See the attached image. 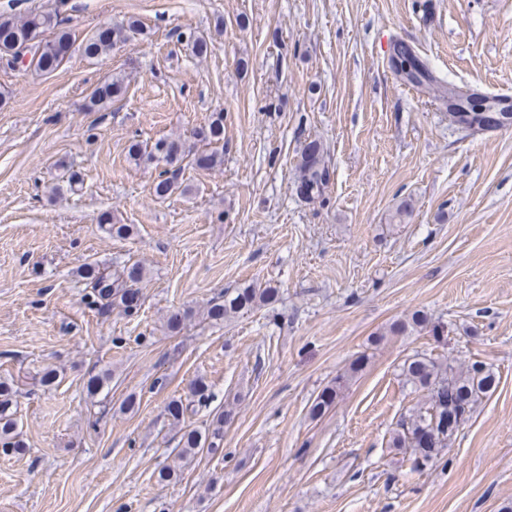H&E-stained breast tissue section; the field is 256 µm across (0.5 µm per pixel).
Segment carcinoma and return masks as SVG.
I'll list each match as a JSON object with an SVG mask.
<instances>
[{
	"mask_svg": "<svg viewBox=\"0 0 512 512\" xmlns=\"http://www.w3.org/2000/svg\"><path fill=\"white\" fill-rule=\"evenodd\" d=\"M140 25L129 20L121 25H108L104 32H96L89 37L83 51L89 57H98L109 52L114 43L124 35L136 34ZM73 44L71 33L63 27V20L55 13H31L23 18L0 16V56L17 58L21 51L32 47L34 51L28 66L41 73H52L65 60ZM391 66L395 73L406 83L421 89H437L448 98V119L450 122L475 133L484 132L483 115L469 112V96L456 83L434 73L427 63L422 61L415 50L403 41L394 43ZM125 92L124 79L115 77L111 81L95 88L89 95L87 111L98 112L119 98ZM486 109H498L503 117L500 126H512V105L507 99L497 95L481 94ZM194 137L207 149L194 156L192 165L203 169H214L224 163V149L218 144L224 141V118L216 112L211 120L199 127ZM129 157L136 163L143 160L161 159L167 168L159 172L153 185L157 197H167L181 191L182 182L178 175L184 169L182 162L185 153L180 150L176 139L162 138L147 148L134 141L128 148ZM330 180V172L324 157V147L318 140L309 141L303 148L299 163V192L307 200L315 201L324 197ZM85 281L83 301L98 312H111L118 308L126 316L136 314L130 298L141 292L140 284L145 278L144 267L137 262L123 266L117 273H110L96 263L86 264L81 272ZM277 293L272 287L256 288L248 286L231 295L224 293V300L210 304L207 314L214 320L226 319L239 313L248 312L255 307L271 302ZM422 331L431 329L439 335L437 326H429L426 315L419 311L412 314L410 320L393 326L397 331L407 329ZM366 362L365 356L357 357L349 368L336 377V387L319 395L311 406V414L319 416L334 402L338 389L349 378L361 371ZM402 375L406 383L415 389L426 392L424 402L413 408L398 423L390 440L392 448H410L413 452L412 469L418 470L434 462L441 449L458 432L467 414L483 397L494 392L499 377L486 364L475 361L466 366H458L451 360H439L427 355H414L402 365ZM16 391L6 381H0V452L9 454L21 449L18 439L15 400ZM229 413L217 418L212 427L201 432L187 429L179 441V459L187 462L206 451L215 453L224 437V420Z\"/></svg>",
	"mask_w": 512,
	"mask_h": 512,
	"instance_id": "cac0c4a2",
	"label": "carcinoma"
}]
</instances>
